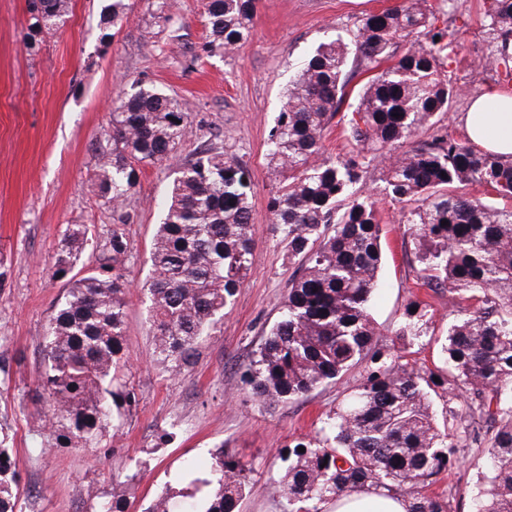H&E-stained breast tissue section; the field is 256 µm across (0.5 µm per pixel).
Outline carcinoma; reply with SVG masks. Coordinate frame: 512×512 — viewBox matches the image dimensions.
<instances>
[{"label": "carcinoma", "mask_w": 512, "mask_h": 512, "mask_svg": "<svg viewBox=\"0 0 512 512\" xmlns=\"http://www.w3.org/2000/svg\"><path fill=\"white\" fill-rule=\"evenodd\" d=\"M428 0H401L366 14L351 39L320 43L289 85L267 139L278 173L270 210L288 254L300 261L279 319L246 372L257 398L298 399L363 366V381L343 392L324 425L288 448L278 492L291 512L359 489L404 497L407 512H452L427 494L453 464L462 439L487 441L488 476L475 512H512V161L434 132L457 89L443 72L447 33L435 26ZM130 0H102L100 21L116 28ZM257 0H205L208 57L237 51L250 36ZM71 0H28L24 45L41 49L63 27ZM497 55L512 59V0H494ZM424 36L427 44L409 41ZM387 67L357 95L350 120L352 150L326 156L325 138L352 78ZM112 148L98 156L92 191L118 211L142 167L166 158L190 128L179 100L133 82L112 112ZM387 150L386 189L401 206L419 264L417 279L461 307L441 344L443 366L401 362L371 313L384 263L376 201L358 190L370 162L367 146ZM447 178H442V175ZM478 184L491 199L470 195ZM253 184L246 163L209 147L182 167L159 224L152 276L143 285L153 360L175 372L191 364L204 336L222 323L251 269ZM446 220L448 224L441 225ZM86 224L66 228L55 274H67L88 241ZM127 244L114 233L108 262L70 279L52 317L38 398L49 403L42 427L60 448L94 447L112 435L132 403L124 344ZM426 305L411 299L395 336L408 346L421 336ZM305 448L301 453L298 448ZM250 469L219 450L213 488L200 507L181 512H240ZM137 475L98 503L95 512H127ZM22 493L9 435L0 427V512H17Z\"/></svg>", "instance_id": "obj_1"}]
</instances>
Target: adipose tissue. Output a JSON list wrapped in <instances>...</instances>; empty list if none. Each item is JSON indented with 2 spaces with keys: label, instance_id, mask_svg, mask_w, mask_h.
Returning <instances> with one entry per match:
<instances>
[{
  "label": "adipose tissue",
  "instance_id": "ef3b65f1",
  "mask_svg": "<svg viewBox=\"0 0 512 512\" xmlns=\"http://www.w3.org/2000/svg\"><path fill=\"white\" fill-rule=\"evenodd\" d=\"M469 139L505 157L512 156V93L490 90L475 98L463 117ZM403 498L362 489L326 504V512H406Z\"/></svg>",
  "mask_w": 512,
  "mask_h": 512
}]
</instances>
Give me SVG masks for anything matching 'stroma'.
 <instances>
[{"label": "stroma", "mask_w": 512, "mask_h": 512, "mask_svg": "<svg viewBox=\"0 0 512 512\" xmlns=\"http://www.w3.org/2000/svg\"><path fill=\"white\" fill-rule=\"evenodd\" d=\"M174 2L165 22L154 0H135L127 21L107 34L99 25V0H72L66 24L31 54L22 42L28 0H0V361L9 365L0 383V425L14 438L23 512H94L131 473L139 489L129 512H144L168 489L175 505H183L219 445L253 467L241 512H284L276 491L280 451L314 435L342 391L363 379L356 367L303 398L271 406L252 395L244 373L298 268L271 224L268 131L316 47L351 35L365 14L398 0H258L248 41L224 58L198 55L206 37L203 0ZM428 7L448 31L443 68L458 89L442 125L463 141L461 118L471 99L493 87L512 92V64L494 57L491 0H428ZM140 79L177 96L192 129L176 151L143 168L118 222L90 184L98 153L111 146L106 130L118 96ZM215 142L252 172L251 272L193 364L172 373L152 360L140 286L151 275L154 235L173 180ZM364 188L378 202L385 253L372 315L390 340L407 301L426 303V334L406 356L434 366L456 315L447 294L416 280L411 240L399 204L387 193L381 161L369 166ZM70 224L90 227L81 266L105 263L113 234L129 249L124 339L135 401L119 438L104 434L94 448L50 447L48 431L35 423L47 410L35 389L45 369L42 338L68 287L55 269ZM486 454L478 444L461 448L431 493L449 499L452 512H472L487 475Z\"/></svg>", "instance_id": "stroma-1"}]
</instances>
